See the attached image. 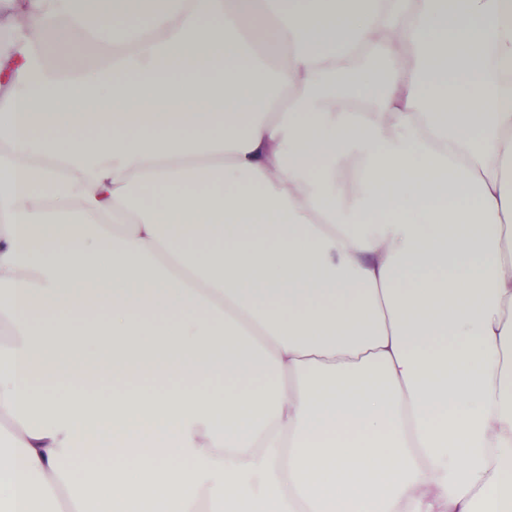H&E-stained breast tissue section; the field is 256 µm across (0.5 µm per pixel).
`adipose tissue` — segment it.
<instances>
[{
  "label": "adipose tissue",
  "instance_id": "obj_1",
  "mask_svg": "<svg viewBox=\"0 0 512 512\" xmlns=\"http://www.w3.org/2000/svg\"><path fill=\"white\" fill-rule=\"evenodd\" d=\"M12 3L0 512H512V0ZM44 62L50 66L61 68L63 65H72L87 75H93L96 60L91 54L81 57L70 55L62 51L53 35H48L45 44Z\"/></svg>",
  "mask_w": 512,
  "mask_h": 512
}]
</instances>
